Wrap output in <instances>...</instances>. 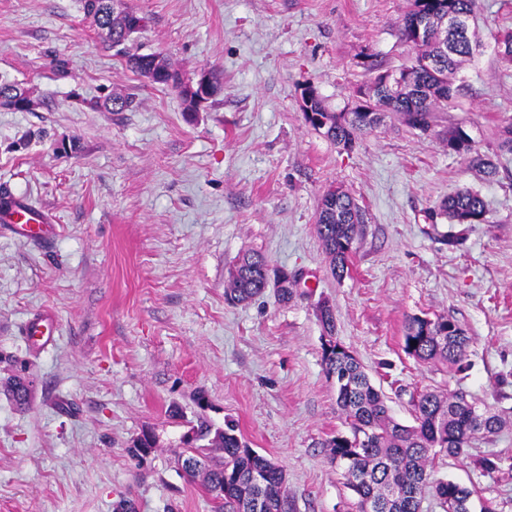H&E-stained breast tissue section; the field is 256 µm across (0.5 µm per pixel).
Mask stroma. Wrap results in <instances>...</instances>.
Listing matches in <instances>:
<instances>
[{
  "instance_id": "1",
  "label": "stroma",
  "mask_w": 512,
  "mask_h": 512,
  "mask_svg": "<svg viewBox=\"0 0 512 512\" xmlns=\"http://www.w3.org/2000/svg\"><path fill=\"white\" fill-rule=\"evenodd\" d=\"M125 2L148 19L125 52L168 56L185 81L223 70L201 111L129 70L81 0H0V80L34 90L30 109L0 106V190L57 225L43 244L0 226V380L22 361L32 382L25 407L0 393V512H115L123 498L137 512H214L178 453L201 392L215 426L235 424L284 469L292 512H355L326 446L346 425L322 366V300L398 421L412 424L411 396L426 389L506 418L475 444L502 457L498 471L467 454L436 457L434 475L512 512V154L488 181L439 138L460 124L490 154L512 123V61L498 45L512 0H478L484 47L457 74L438 135L390 115L349 151L305 123L301 91L350 111L366 61L407 63L398 24L410 0ZM116 89L132 108L101 111ZM331 188L367 213L340 280L315 230ZM465 188L486 201V223L435 216ZM247 251L297 277L291 302L270 288L227 303ZM39 310L58 339L37 352L19 330ZM438 315L470 337L465 371L403 350L408 319ZM173 403L182 418L168 416ZM146 430L157 447L133 457Z\"/></svg>"
}]
</instances>
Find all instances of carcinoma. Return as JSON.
Returning <instances> with one entry per match:
<instances>
[{"instance_id": "cac0c4a2", "label": "carcinoma", "mask_w": 512, "mask_h": 512, "mask_svg": "<svg viewBox=\"0 0 512 512\" xmlns=\"http://www.w3.org/2000/svg\"><path fill=\"white\" fill-rule=\"evenodd\" d=\"M117 2L82 0L84 15L106 33L114 47L125 45L146 24V17L116 7ZM476 5L477 0H411V8L400 20L399 36L412 56L395 70L399 80L388 86L383 74H377L357 91L365 105L362 110L336 113L329 111L320 97L303 99L304 121H309L311 112L320 115L327 126L324 136L345 150L353 148L358 134L380 125L385 112L399 113L411 127L430 131L438 113L447 110L457 95L451 75L482 48L476 30L443 28L442 19L452 13L468 20ZM417 26L425 30L419 40L412 38ZM125 56L127 66L140 76L164 72L161 84L179 93L186 111L196 110V101L168 57L129 52ZM131 105L128 95L114 91L99 108L123 112ZM444 143L448 152L459 156L473 150L472 138L458 125L446 131ZM438 215L451 224H484L487 208L478 192L465 189L448 196ZM366 221L365 211L348 193L337 188L322 195L316 232L330 260L331 273L339 280L349 271L352 253L347 247L355 245ZM268 268L261 254L240 257L226 281V300L238 304L262 294ZM469 342L466 330L447 317L415 316L405 326L404 351L422 363L440 362L463 371ZM322 362L326 376L337 373L352 381L351 389L336 392V405L350 433L334 436L327 447L331 461L345 464V485L357 497L358 512H366L367 503L373 512H420L427 491L450 512H473L477 490L434 479L431 464L439 454L464 455L475 441L497 434L504 424L499 414L478 409L461 392L427 390L412 399L413 424L404 425L389 414L384 395L357 359L324 349ZM23 373L20 369L0 384V390L20 406L28 402ZM197 406L200 412L190 427L194 440H184L181 455L193 462L185 473L201 478L215 512H290L283 469L259 452L249 451L236 436L234 425L214 426L205 414L208 401L204 395L197 398ZM259 469L265 472L264 482L255 484L252 475Z\"/></svg>"}]
</instances>
